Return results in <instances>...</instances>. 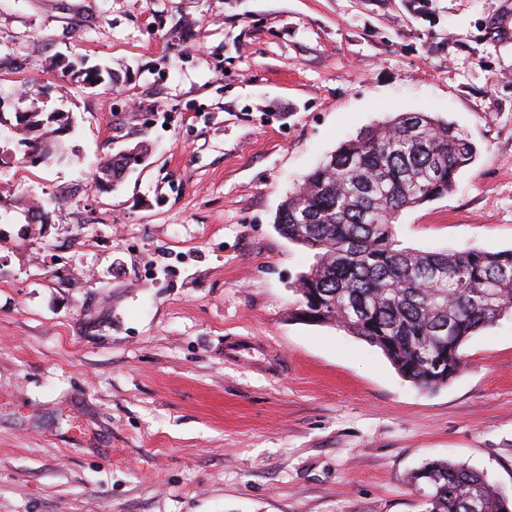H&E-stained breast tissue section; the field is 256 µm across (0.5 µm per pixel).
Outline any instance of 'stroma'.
<instances>
[{
    "label": "stroma",
    "instance_id": "obj_1",
    "mask_svg": "<svg viewBox=\"0 0 512 512\" xmlns=\"http://www.w3.org/2000/svg\"><path fill=\"white\" fill-rule=\"evenodd\" d=\"M0 90L75 120L64 159L0 166V512H425L431 460L512 493V317L417 389L294 317L311 257L274 226L341 142L427 112L479 154L398 239L512 248V0H0Z\"/></svg>",
    "mask_w": 512,
    "mask_h": 512
}]
</instances>
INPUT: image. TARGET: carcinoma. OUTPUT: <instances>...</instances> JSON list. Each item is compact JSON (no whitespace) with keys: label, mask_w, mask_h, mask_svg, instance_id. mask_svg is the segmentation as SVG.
I'll return each instance as SVG.
<instances>
[{"label":"carcinoma","mask_w":512,"mask_h":512,"mask_svg":"<svg viewBox=\"0 0 512 512\" xmlns=\"http://www.w3.org/2000/svg\"><path fill=\"white\" fill-rule=\"evenodd\" d=\"M84 83L111 85L107 69ZM18 143L38 140L44 159L63 151L58 113L44 106L15 116ZM476 146L451 122L427 112L400 113L347 140L307 174L281 204L276 228L312 256L299 274L296 315L338 325L378 347L400 376L434 390L465 369L462 348L479 330L512 315V249L422 251L396 238L406 209L452 190ZM133 157L104 160V185ZM428 483L427 512H512V498L484 473L434 460L409 484Z\"/></svg>","instance_id":"cac0c4a2"}]
</instances>
